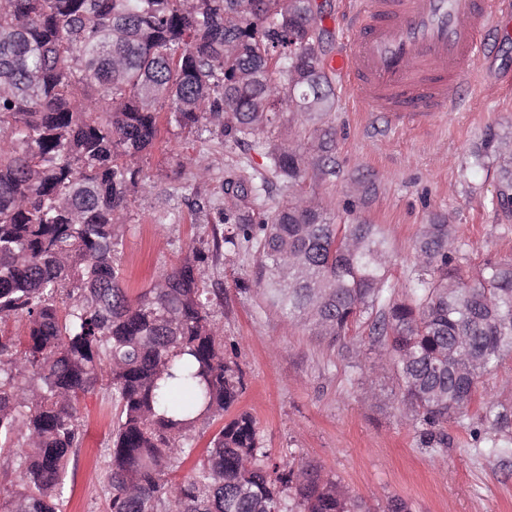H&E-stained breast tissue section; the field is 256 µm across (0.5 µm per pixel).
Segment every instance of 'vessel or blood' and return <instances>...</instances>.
<instances>
[{
  "instance_id": "1",
  "label": "vessel or blood",
  "mask_w": 512,
  "mask_h": 512,
  "mask_svg": "<svg viewBox=\"0 0 512 512\" xmlns=\"http://www.w3.org/2000/svg\"><path fill=\"white\" fill-rule=\"evenodd\" d=\"M500 10L501 0H358L346 20L356 36L337 67L363 111H453Z\"/></svg>"
}]
</instances>
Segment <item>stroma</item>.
<instances>
[{
	"instance_id": "35a3bbf8",
	"label": "stroma",
	"mask_w": 512,
	"mask_h": 512,
	"mask_svg": "<svg viewBox=\"0 0 512 512\" xmlns=\"http://www.w3.org/2000/svg\"><path fill=\"white\" fill-rule=\"evenodd\" d=\"M350 0H323L322 58L335 87L325 112H282L275 136L313 155L316 131L331 129L335 149L306 171L301 189L331 206L342 222L379 224L392 248L390 280L409 287L414 246L422 225L444 218L456 228L458 262L474 271L487 259L512 258V210L497 203V144L512 140V9L493 35L492 50L475 67L471 93L454 112L426 117L362 112L333 62L348 50ZM192 159L210 177L193 179L178 160ZM154 184L134 195L120 255L125 285L137 293L163 269L193 251L207 257L211 309L224 334L227 362L244 390L238 409L256 421L271 462L314 465L351 496L384 512L391 497L410 512H512V453L496 449L493 431L473 437L471 425L492 401L512 406V355L482 378L469 417L451 423L445 448L420 444L392 371L377 368L379 349L367 326L334 343L307 328L287 327L250 281L252 254L217 248L225 226L217 209L235 202L225 179L265 172L250 146L207 131L161 128L159 142L140 162ZM83 444L62 493V512H106L105 453L112 439L107 391L78 404Z\"/></svg>"
}]
</instances>
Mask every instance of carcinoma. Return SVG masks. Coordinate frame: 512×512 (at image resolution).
Instances as JSON below:
<instances>
[{
	"instance_id": "cac0c4a2",
	"label": "carcinoma",
	"mask_w": 512,
	"mask_h": 512,
	"mask_svg": "<svg viewBox=\"0 0 512 512\" xmlns=\"http://www.w3.org/2000/svg\"><path fill=\"white\" fill-rule=\"evenodd\" d=\"M313 13L312 0H0V324L26 326L0 329V459L16 474L0 512H60L78 402L101 384L116 408L108 512H372L315 466L266 462L247 412L194 455L197 426L244 388L206 270L187 256L132 298L119 265L129 196L153 188L139 163L163 113L250 141L299 185L311 161L273 132L279 112L335 97L323 64L291 49L313 41ZM224 223V245L256 255L251 286L288 325L341 340L367 323L427 447L448 445L445 425L512 353V259L462 274L446 221L421 229L416 287L399 296L379 224H341L301 194ZM480 421L512 444V407L487 402Z\"/></svg>"
}]
</instances>
